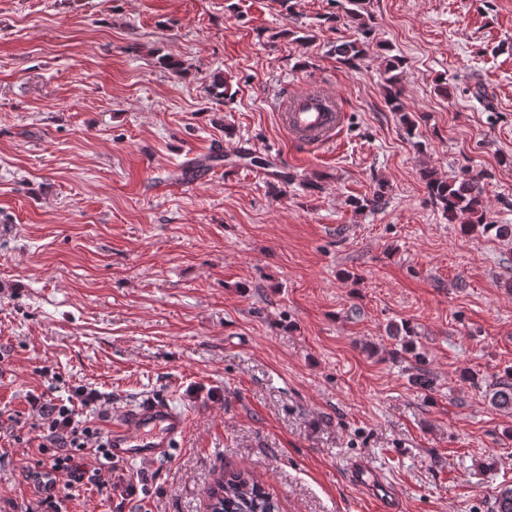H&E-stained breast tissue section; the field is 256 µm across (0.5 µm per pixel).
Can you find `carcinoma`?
Returning a JSON list of instances; mask_svg holds the SVG:
<instances>
[{
  "mask_svg": "<svg viewBox=\"0 0 512 512\" xmlns=\"http://www.w3.org/2000/svg\"><path fill=\"white\" fill-rule=\"evenodd\" d=\"M348 7L345 15L355 27L365 32L369 29L370 16L365 8V0H346ZM334 52L340 61L350 64L362 56V45L359 41H347L336 45ZM401 60L393 61L386 66L385 78L387 100L394 112L402 111L400 101V74L398 70ZM426 188L432 199L453 223L460 217L466 218V224H483L487 228L496 229L500 235H512L511 224L492 225L488 220V211L484 204L482 190L479 185L480 176L465 173L456 181H445L435 177L430 171L422 173ZM493 402L500 407H512V369L504 372L493 385ZM209 512H280L279 504L274 496L255 480L248 472L237 471L220 476L214 486L208 489Z\"/></svg>",
  "mask_w": 512,
  "mask_h": 512,
  "instance_id": "1",
  "label": "carcinoma"
}]
</instances>
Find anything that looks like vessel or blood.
Listing matches in <instances>:
<instances>
[{"instance_id": "obj_1", "label": "vessel or blood", "mask_w": 512, "mask_h": 512, "mask_svg": "<svg viewBox=\"0 0 512 512\" xmlns=\"http://www.w3.org/2000/svg\"><path fill=\"white\" fill-rule=\"evenodd\" d=\"M280 118L290 135L305 145H320L335 139L342 129V118L333 100L320 92H298L282 101ZM189 426L184 412L166 402L151 400L135 409L111 415L106 428L113 460H157L169 453ZM352 481L372 491L386 485L363 461L351 469Z\"/></svg>"}]
</instances>
